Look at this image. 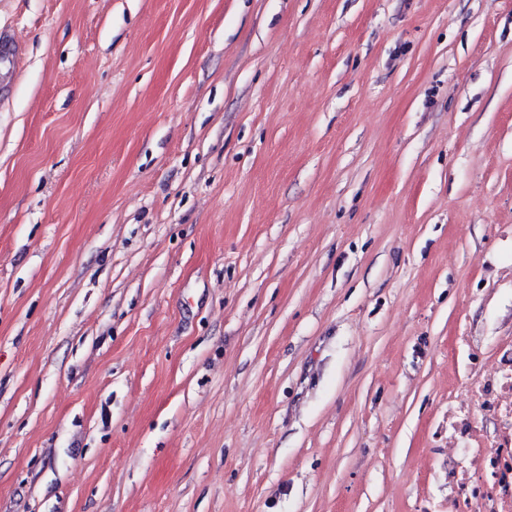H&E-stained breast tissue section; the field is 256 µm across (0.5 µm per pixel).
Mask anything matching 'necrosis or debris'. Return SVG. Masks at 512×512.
<instances>
[{"label": "necrosis or debris", "instance_id": "4bbe7bcc", "mask_svg": "<svg viewBox=\"0 0 512 512\" xmlns=\"http://www.w3.org/2000/svg\"><path fill=\"white\" fill-rule=\"evenodd\" d=\"M448 446L465 460L448 476V512H512V351L449 406Z\"/></svg>", "mask_w": 512, "mask_h": 512}]
</instances>
